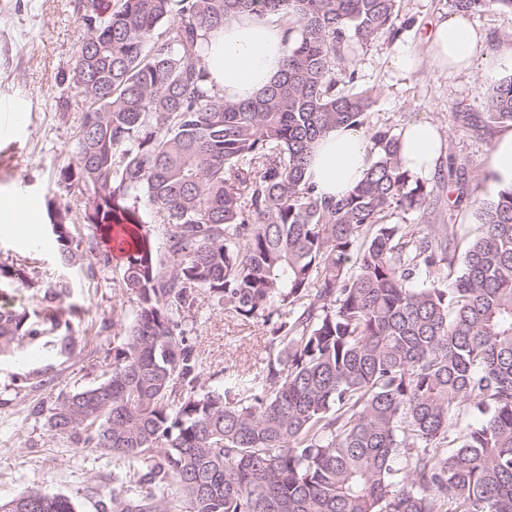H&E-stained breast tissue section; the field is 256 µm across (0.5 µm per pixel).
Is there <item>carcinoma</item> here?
<instances>
[{"label":"carcinoma","mask_w":512,"mask_h":512,"mask_svg":"<svg viewBox=\"0 0 512 512\" xmlns=\"http://www.w3.org/2000/svg\"><path fill=\"white\" fill-rule=\"evenodd\" d=\"M461 14L512 0H450ZM74 60L93 110L60 181L82 186L88 227L132 225L98 384L56 400L53 435L112 458L113 512H512V186L476 204L464 252L441 224L384 222L431 191L378 130L363 178L339 199L304 181L315 142L356 127L370 92L336 90L346 53L396 31L397 0H83ZM244 13L281 14L297 37L280 75L239 102L209 87L204 44ZM485 126L512 124V75ZM159 218L144 225L138 204ZM63 267L80 250L52 225ZM93 263V264H95ZM93 264H87L93 270ZM433 274L418 282L422 270ZM271 326L267 363L201 383L188 338L199 295ZM0 309V353L61 327ZM32 490L0 502L26 512ZM37 512H77L43 495Z\"/></svg>","instance_id":"cac0c4a2"}]
</instances>
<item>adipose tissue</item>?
I'll return each mask as SVG.
<instances>
[{
  "label": "adipose tissue",
  "instance_id": "ef3b65f1",
  "mask_svg": "<svg viewBox=\"0 0 512 512\" xmlns=\"http://www.w3.org/2000/svg\"><path fill=\"white\" fill-rule=\"evenodd\" d=\"M433 58L448 73L469 72L483 48L470 22L454 15L440 21L428 36ZM285 20L275 15H245L225 21L212 32L203 55L207 82L226 100L254 98L279 74L288 54ZM372 143L361 129H331L315 145L305 178L319 197L340 198L363 177L371 163ZM442 142L435 126L417 121L401 134V162L411 173L424 176L438 166Z\"/></svg>",
  "mask_w": 512,
  "mask_h": 512
}]
</instances>
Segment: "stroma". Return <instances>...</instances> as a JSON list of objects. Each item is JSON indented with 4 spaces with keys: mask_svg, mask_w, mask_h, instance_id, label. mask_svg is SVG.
I'll list each match as a JSON object with an SVG mask.
<instances>
[{
    "mask_svg": "<svg viewBox=\"0 0 512 512\" xmlns=\"http://www.w3.org/2000/svg\"><path fill=\"white\" fill-rule=\"evenodd\" d=\"M80 0H0V127L20 104L26 121L11 137H0V267L25 265L32 285L0 286V308L42 314L46 290L66 285L60 306L73 331L74 348L61 356L48 338L22 343L0 355V501L24 490L69 497L78 512H112L105 488L112 485V461L52 435L47 411L58 396L103 380L104 357L112 347V321L131 318L134 303L121 288L122 257L88 273L57 261L53 217H61L74 237L87 241L86 198L78 185L60 184L61 169L74 163L75 137L88 109L72 84V68L85 29ZM449 0H399L397 30L353 48V82L343 93L370 91L372 104L362 129L399 133L408 123L438 127L445 153L425 181L437 199L420 211L394 209L392 222L426 228L449 224L459 242L477 231L476 195L497 186L489 170L494 133L462 124L464 115L485 112L489 93L512 73V11L487 9L470 14L484 49L471 72L451 76L428 59V33L450 17ZM398 50L416 53L421 64L408 76L388 65ZM190 334L204 363L205 386L217 388L230 375L254 372L267 353L269 327L240 325L231 313L201 294ZM41 372L44 385L19 387L22 375Z\"/></svg>",
    "mask_w": 512,
    "mask_h": 512,
    "instance_id": "35a3bbf8",
    "label": "stroma"
}]
</instances>
